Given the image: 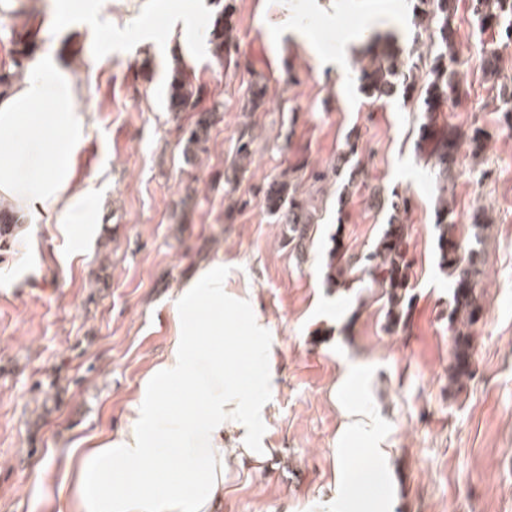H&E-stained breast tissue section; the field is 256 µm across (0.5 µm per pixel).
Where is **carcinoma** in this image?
I'll use <instances>...</instances> for the list:
<instances>
[{
  "label": "carcinoma",
  "mask_w": 512,
  "mask_h": 512,
  "mask_svg": "<svg viewBox=\"0 0 512 512\" xmlns=\"http://www.w3.org/2000/svg\"><path fill=\"white\" fill-rule=\"evenodd\" d=\"M413 26L411 52L395 44L392 33L371 35L355 67V77L361 92L375 103L384 104L397 95L418 102L419 128L416 149L432 161L431 168L438 178V201L435 212L436 253L438 267L448 274L453 288L448 328L452 333L451 358L448 365V390H461L473 375V328L482 311L479 268L488 228L484 210L475 211L468 224V236H462L456 224L454 208L448 202V180L458 164L461 145H466L474 158L482 157L487 149L489 132L474 126L464 130L442 116V105L468 95L457 77V31L453 26L456 0H412ZM476 18L473 36L481 45L484 73L493 81L500 102L499 111L506 121H512V79L502 75L498 46L512 43V0H472ZM232 15L223 13L213 25L211 45L213 55L230 62L234 50ZM13 71L0 75V85L23 75V63L31 47L23 33L12 31ZM195 74L187 69L182 59L173 57L170 80L166 88L167 108L181 112L195 106L201 87L195 83ZM213 113L199 112L192 127L181 139L184 165L193 167L201 153L206 151ZM257 136L250 124L239 130L232 166L234 172H245L253 162V145ZM359 153V135L350 131L345 149L316 175L319 181L341 180L338 195L339 217L333 246L329 250L324 283L330 290L348 291L356 282L368 281L380 291L385 310L386 328L404 334L409 328L415 298L413 266L410 252L409 225L405 215L410 197L396 190L388 191L381 185L370 189V207L387 214V222L365 255L351 253L342 237V224L349 189L363 175L359 162L353 158ZM299 161L281 177L274 178L262 188L267 212L283 224L284 245L299 261L303 260L312 242L316 208L311 198L300 191L295 173L304 169ZM19 223L17 213L0 205V247H8L15 238Z\"/></svg>",
  "instance_id": "carcinoma-1"
}]
</instances>
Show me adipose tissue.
<instances>
[{"mask_svg": "<svg viewBox=\"0 0 512 512\" xmlns=\"http://www.w3.org/2000/svg\"><path fill=\"white\" fill-rule=\"evenodd\" d=\"M87 84L46 52L0 91V201L28 215L18 261L39 248L46 225L67 260L85 257L97 235L96 191L74 163L91 115ZM174 333L143 374L121 427L74 440L38 478L58 512H221L239 468L273 457L262 426L277 389L279 344L247 291L224 285L220 261L198 266L168 301ZM372 375L342 359L331 389L339 415L326 512H396L392 430L380 410L352 398Z\"/></svg>", "mask_w": 512, "mask_h": 512, "instance_id": "obj_1", "label": "adipose tissue"}]
</instances>
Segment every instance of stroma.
<instances>
[{
  "mask_svg": "<svg viewBox=\"0 0 512 512\" xmlns=\"http://www.w3.org/2000/svg\"><path fill=\"white\" fill-rule=\"evenodd\" d=\"M58 0H20L0 24V59L13 27L27 25L35 52L69 62L91 85L92 114L75 169L93 180L104 232L86 260L63 265L48 229L27 266L0 250V512H49L37 470L75 436L119 427L126 405L173 333L160 306L199 262L223 259L224 285L251 289L281 348L279 389L267 404L263 443L278 456L224 488V512H325L338 414L329 396L342 358L369 365L375 403L388 418L407 512H512V136L471 36V0H458L460 77L469 95L446 110L466 128L493 135L484 160L461 153L452 196L456 221L492 219L482 246V317L474 328V375L448 390L449 281L435 256L436 178L416 155L418 114L395 97L371 103L353 65L370 33L390 31L410 49V0H180L201 28L233 14L235 66L210 43L198 52L167 34V0L141 13L143 0H103L112 16V54L95 63L96 39L60 23ZM299 37H282L286 28ZM203 86L195 112H168L164 90L174 55ZM340 57L342 68L330 67ZM265 90L244 109L251 83ZM217 109L208 151L183 166L179 139L196 112ZM258 137L248 171L227 193L224 173L238 129ZM360 134L363 181L352 188L349 219L337 222L339 187L314 181ZM304 162L301 189L318 209L314 247L297 262L283 226L266 210L260 186ZM411 196L406 218L415 258L411 326L386 331L377 289L331 291L323 281L331 236L367 253L386 215L369 209L372 185ZM247 207H240V200Z\"/></svg>",
  "mask_w": 512,
  "mask_h": 512,
  "instance_id": "1",
  "label": "stroma"
}]
</instances>
